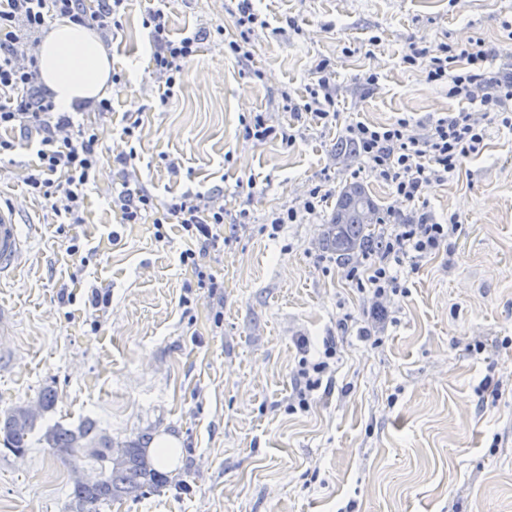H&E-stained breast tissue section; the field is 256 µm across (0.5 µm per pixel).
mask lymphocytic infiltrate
Masks as SVG:
<instances>
[{
	"instance_id": "lymphocytic-infiltrate-1",
	"label": "lymphocytic infiltrate",
	"mask_w": 512,
	"mask_h": 512,
	"mask_svg": "<svg viewBox=\"0 0 512 512\" xmlns=\"http://www.w3.org/2000/svg\"><path fill=\"white\" fill-rule=\"evenodd\" d=\"M125 0H0V156L11 153L15 143L10 131L24 133L36 155L35 164L25 167L24 182L31 194L43 199L57 216L76 223L84 203V192L101 176L99 152L104 122L112 112L110 100L96 106L97 122H74L70 113L57 111L51 96L39 79L35 35L50 16L66 17L96 30L110 39L121 27ZM170 0H155L144 21L149 31L150 63L156 79L163 82L166 96H174L182 85L186 64L194 60L205 39L201 30H183L172 35L169 29ZM238 38L227 41L229 53L238 61L253 55L251 37L256 30L269 29L270 23L255 11L252 0H238ZM501 51L483 39L456 49L442 43L435 48L411 47L402 58L410 68H421L428 83L445 89L449 97L480 102L478 112H451L425 121V133L413 131L410 118L375 125L362 121L345 128V137L360 158L362 170L389 183L396 200L412 202L423 188L447 180L461 161L477 154L485 136V109L495 106L503 125L512 127V63L500 64ZM316 81L307 100L289 101L287 108L295 120L308 119L324 127L336 121L337 88L332 80L330 61L321 59L314 66ZM135 152L116 156L121 176L112 189V206L123 224L152 220L155 228L178 222L191 241L179 255L182 265L191 268L199 287H215L214 277L204 270L200 258L217 244L214 225L224 221L223 193H188L162 204L139 185L133 161ZM386 232L379 253L365 252L348 264L345 278L358 292L370 299L368 315L383 322L386 302L407 292L405 281L393 272L396 265L409 263L419 268L448 240L461 231L455 219L441 222L429 211L410 213L387 208L382 219ZM301 352L294 372L297 382L295 403L307 410L315 392L321 390L330 362L337 356L333 343H325L318 357H310L307 337L297 339Z\"/></svg>"
}]
</instances>
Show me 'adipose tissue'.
<instances>
[{"label":"adipose tissue","instance_id":"1","mask_svg":"<svg viewBox=\"0 0 512 512\" xmlns=\"http://www.w3.org/2000/svg\"><path fill=\"white\" fill-rule=\"evenodd\" d=\"M38 69L57 107L68 112L93 104L112 86V58L97 34L65 18L43 38Z\"/></svg>","mask_w":512,"mask_h":512}]
</instances>
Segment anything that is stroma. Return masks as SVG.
<instances>
[{"mask_svg": "<svg viewBox=\"0 0 512 512\" xmlns=\"http://www.w3.org/2000/svg\"><path fill=\"white\" fill-rule=\"evenodd\" d=\"M152 6L127 0L106 46L123 84L109 94L102 175L81 223H62L30 194L22 171L36 156L23 135L0 157V200L23 202L32 244L29 266L0 285L15 311L0 335V412L50 391L45 423L90 418L116 442L177 438L164 487L100 512H512V129L488 120L480 153L423 188L426 209L462 232L418 271L397 267L408 294L395 297L376 343L358 336L366 296L321 241L361 165L336 153L348 124L481 109L405 67L409 45L500 43L512 0H255L273 26L296 28L260 32L247 66L224 51L238 34L235 0H174L172 33L213 35L170 98L149 70ZM321 58L335 70V126L305 122L291 147L245 140L241 120L254 113L292 123L283 97H307ZM369 72L376 88L364 84ZM131 149L159 202L223 188L218 246L202 259L217 289L198 287L181 264V225L159 239L152 223H119L113 159ZM323 178L331 196L320 214L272 231V215ZM95 288L109 290L108 305L89 304ZM300 336L317 350L333 340L338 361L332 394L292 412ZM486 378L496 399L478 392ZM74 478L40 445L1 451L0 512H69Z\"/></svg>", "mask_w": 512, "mask_h": 512, "instance_id": "stroma-1", "label": "stroma"}]
</instances>
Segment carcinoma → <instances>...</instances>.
Segmentation results:
<instances>
[{
    "label": "carcinoma",
    "mask_w": 512,
    "mask_h": 512,
    "mask_svg": "<svg viewBox=\"0 0 512 512\" xmlns=\"http://www.w3.org/2000/svg\"><path fill=\"white\" fill-rule=\"evenodd\" d=\"M346 207L341 190L324 234L326 248L344 259L377 243L375 226L363 223L354 209L344 213ZM54 403V395L45 392L38 400L35 414L27 406L1 413L0 444L10 453L23 454L36 439L65 463H81L98 470L100 478L96 481H74L71 492L75 502L73 512H99L104 503L137 498L168 483L167 475L158 471L148 459L146 445L150 437L145 434L125 443V459L116 466L108 463L112 439L93 421H83L74 428L56 423L47 427L40 438H35L38 420L54 408Z\"/></svg>",
    "instance_id": "1"
}]
</instances>
